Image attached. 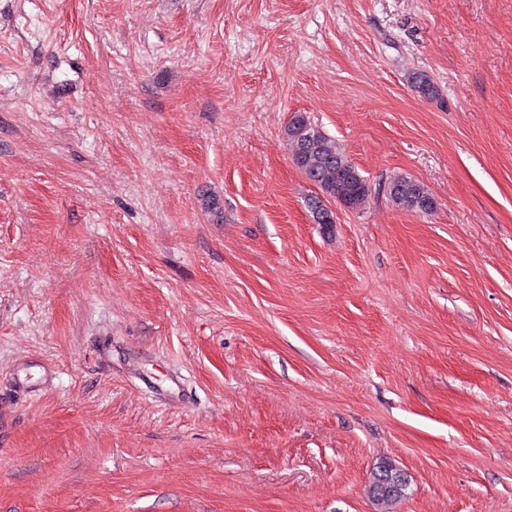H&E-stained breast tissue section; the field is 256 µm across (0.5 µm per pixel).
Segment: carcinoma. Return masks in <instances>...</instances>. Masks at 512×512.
I'll list each match as a JSON object with an SVG mask.
<instances>
[{"instance_id":"carcinoma-1","label":"carcinoma","mask_w":512,"mask_h":512,"mask_svg":"<svg viewBox=\"0 0 512 512\" xmlns=\"http://www.w3.org/2000/svg\"><path fill=\"white\" fill-rule=\"evenodd\" d=\"M411 84L418 93L428 98L439 95L430 77L418 73L411 77ZM287 140L292 147L294 164L302 174L322 192L309 198L308 208L314 223L331 233L336 223L334 212L328 209L323 197L334 199L349 208L360 207L371 195L368 181L359 174L335 140L328 137L302 113H295L287 128ZM390 199L408 210L424 212L435 204V199L425 186L408 177H396L387 186ZM403 472L390 462H382L372 472L368 493L373 501L389 512V507L407 496L409 480L401 479Z\"/></svg>"}]
</instances>
